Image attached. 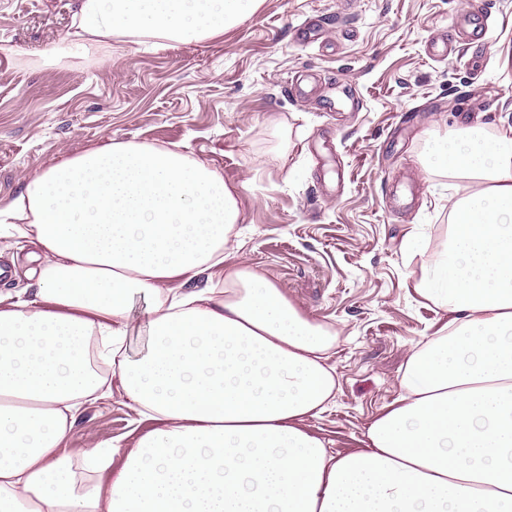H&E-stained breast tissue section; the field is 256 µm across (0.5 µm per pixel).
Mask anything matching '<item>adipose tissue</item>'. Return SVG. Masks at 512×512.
<instances>
[{
	"instance_id": "1",
	"label": "adipose tissue",
	"mask_w": 512,
	"mask_h": 512,
	"mask_svg": "<svg viewBox=\"0 0 512 512\" xmlns=\"http://www.w3.org/2000/svg\"><path fill=\"white\" fill-rule=\"evenodd\" d=\"M263 2L79 0L74 35L202 41ZM420 163L473 186L415 286L449 320L346 455L305 426L332 402L336 334L237 261L217 170L112 142L28 178L0 208V237L42 251L33 294L0 308V512H512V124L428 134ZM92 338L154 422L117 468L112 442L67 444L103 385Z\"/></svg>"
}]
</instances>
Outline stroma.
<instances>
[{
	"mask_svg": "<svg viewBox=\"0 0 512 512\" xmlns=\"http://www.w3.org/2000/svg\"><path fill=\"white\" fill-rule=\"evenodd\" d=\"M485 39L447 58L431 38L470 17L472 0H264L224 35L156 46L78 45L77 0H0V207L33 174L111 141L176 147L238 193L243 262L337 334L331 408L307 419L336 453L399 392L405 362L448 320L415 285L405 241L444 245L452 193L469 181L426 175L428 133L473 119L512 123V0H482ZM313 24L318 38L299 40ZM36 244L0 249L1 293L34 290ZM76 415L70 447L132 446L152 420L118 377Z\"/></svg>",
	"mask_w": 512,
	"mask_h": 512,
	"instance_id": "35a3bbf8",
	"label": "stroma"
}]
</instances>
